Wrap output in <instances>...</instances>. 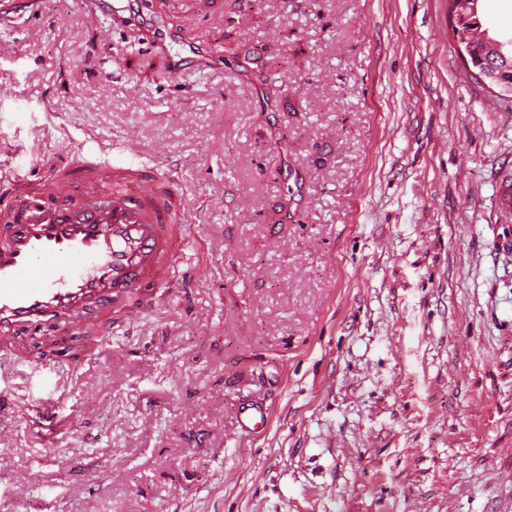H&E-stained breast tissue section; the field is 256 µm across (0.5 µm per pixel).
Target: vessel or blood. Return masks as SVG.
Returning a JSON list of instances; mask_svg holds the SVG:
<instances>
[{
    "label": "vessel or blood",
    "mask_w": 512,
    "mask_h": 512,
    "mask_svg": "<svg viewBox=\"0 0 512 512\" xmlns=\"http://www.w3.org/2000/svg\"><path fill=\"white\" fill-rule=\"evenodd\" d=\"M77 173L111 192L64 200ZM189 230L176 177L146 166H66L51 187L11 184L0 197V345L32 329L110 336L121 310L177 285Z\"/></svg>",
    "instance_id": "vessel-or-blood-1"
}]
</instances>
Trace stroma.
Masks as SVG:
<instances>
[{
	"label": "stroma",
	"mask_w": 512,
	"mask_h": 512,
	"mask_svg": "<svg viewBox=\"0 0 512 512\" xmlns=\"http://www.w3.org/2000/svg\"><path fill=\"white\" fill-rule=\"evenodd\" d=\"M10 2L6 180L141 162L192 234L92 355L18 342L0 512H512V99L448 0Z\"/></svg>",
	"instance_id": "1"
}]
</instances>
